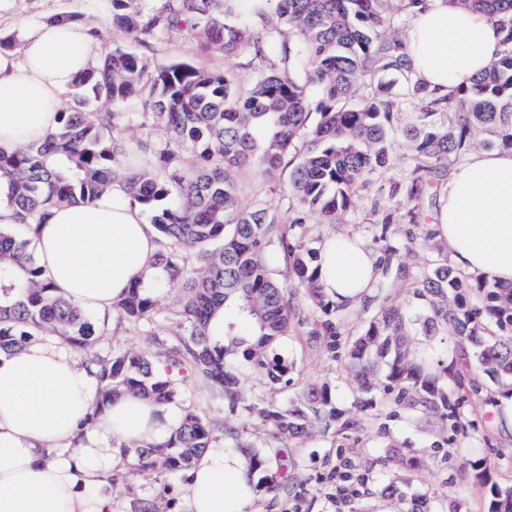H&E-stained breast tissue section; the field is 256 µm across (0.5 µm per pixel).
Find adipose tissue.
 <instances>
[{
    "instance_id": "1",
    "label": "adipose tissue",
    "mask_w": 512,
    "mask_h": 512,
    "mask_svg": "<svg viewBox=\"0 0 512 512\" xmlns=\"http://www.w3.org/2000/svg\"><path fill=\"white\" fill-rule=\"evenodd\" d=\"M18 29L20 54H0V153L7 155L56 129L96 44L92 22ZM500 39L487 16L447 0H422L405 31L414 79L440 96L471 86ZM431 227L456 269L512 282V151L476 152L453 167ZM32 246L57 294L99 317L111 315L132 285L150 293L166 276L154 229L117 184L94 200L51 209ZM318 250L326 294L340 305L361 303L380 277L382 254L345 233L326 235ZM98 393L94 369L56 342L0 354V512H113L112 497L97 492L101 477L117 466L122 446L169 436L179 407L125 397L98 414ZM247 465L243 453L206 451L180 485L183 512H248Z\"/></svg>"
}]
</instances>
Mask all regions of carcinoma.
Returning a JSON list of instances; mask_svg holds the SVG:
<instances>
[{
    "label": "carcinoma",
    "instance_id": "obj_1",
    "mask_svg": "<svg viewBox=\"0 0 512 512\" xmlns=\"http://www.w3.org/2000/svg\"><path fill=\"white\" fill-rule=\"evenodd\" d=\"M458 1L487 14L502 38L470 87L438 99L412 80L396 31L416 0H157L150 10L112 0V26L139 46L189 29L202 46H220L229 65L204 71L178 62L153 72L138 53L112 47L78 79L54 133L0 155V197L14 209V224L0 227V353L51 338L87 356L99 369L97 414L121 396L175 403L189 382L202 384L223 413L180 406L168 439L134 444V462L106 478L112 491L144 474L183 480L206 449L225 448L250 456L247 478L270 495L272 510L301 496L291 452L298 440L338 420L359 430L325 383L280 405L248 397L241 374L286 387L292 366L274 344L297 329L312 345L336 335L343 307L320 284L306 226L341 222L362 184L389 166L396 100L423 111L405 128L408 173L373 205L380 242L393 224H417L420 205L437 201L448 165L481 145L480 135L494 131L512 150V0H448ZM311 86L320 91L314 112ZM439 112L448 113L445 128L433 120ZM135 114L160 137L127 138ZM285 175L288 217L261 199L241 204L243 180L278 183ZM115 181L150 212L157 264L180 296L172 332L161 333L151 324L164 310L162 292L131 289L116 306L117 323L147 325L144 349L101 353L112 332L54 293L29 246L51 208L92 200ZM417 248L430 258L392 267L390 257ZM385 252L384 273L409 281L428 304L425 335L456 336L455 362L442 367L432 351L413 349L408 309L383 305L347 344L356 390L394 393L393 405L423 428L452 419L463 430L461 409L484 391L475 372L512 399V283L459 272L428 228ZM223 308L232 317L216 329ZM252 422L267 427L264 440L252 439ZM488 512H512V485L491 489Z\"/></svg>",
    "mask_w": 512,
    "mask_h": 512
}]
</instances>
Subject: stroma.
Returning a JSON list of instances; mask_svg holds the SVG:
<instances>
[{"label": "stroma", "instance_id": "stroma-1", "mask_svg": "<svg viewBox=\"0 0 512 512\" xmlns=\"http://www.w3.org/2000/svg\"><path fill=\"white\" fill-rule=\"evenodd\" d=\"M59 13L81 22L86 19L78 0H0V30L10 32L15 23L36 24ZM146 56L154 69L175 62L212 71L223 70L226 65L220 49H201L197 39L188 34L160 36ZM391 155V168L372 176L360 189L344 224L311 225L313 236L342 231L370 242L379 236L380 227L371 212L372 200L380 188L403 176L410 166L401 136H394ZM390 288L391 301L404 304L413 316L408 325L413 347L432 345L438 359L450 364L454 337L424 336L417 317L425 313L426 302L414 297L405 282H391ZM277 351L293 365L290 386L272 392L249 376L244 381L248 395L272 396L284 403L308 383H325L332 390L337 409L358 415L363 422L358 432L341 433L333 426L319 428L300 443L297 475L305 493L282 501L279 512H350L354 507L360 512H400L402 505L397 500L366 492L367 487L390 478L397 479L402 491L423 498L430 512H486L491 484L512 481V432L502 430L496 422L497 412L505 410L506 404L494 386H487L480 398L470 402L464 416L465 429L444 425L425 432L408 413L393 407L384 394H377L373 406L360 407L344 348L333 351L324 343L312 347L304 336L290 335L280 340ZM392 444L416 459L415 469L403 470L390 458L388 447ZM477 455L488 462V483H479L473 477L470 461Z\"/></svg>", "mask_w": 512, "mask_h": 512}]
</instances>
